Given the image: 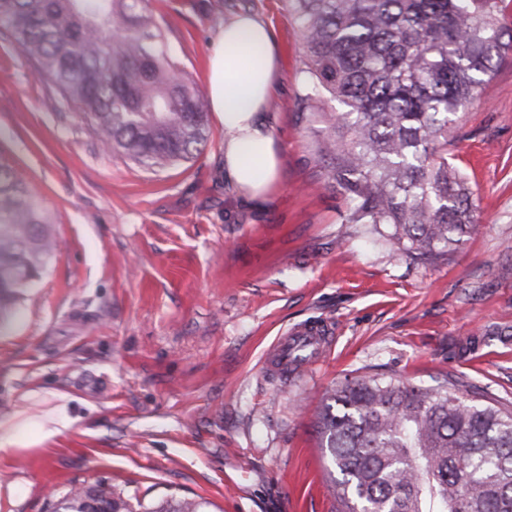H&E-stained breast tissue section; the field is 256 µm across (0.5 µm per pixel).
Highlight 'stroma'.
I'll use <instances>...</instances> for the list:
<instances>
[{
  "mask_svg": "<svg viewBox=\"0 0 512 512\" xmlns=\"http://www.w3.org/2000/svg\"><path fill=\"white\" fill-rule=\"evenodd\" d=\"M152 5L202 90L219 21L245 8L270 20L281 181L265 208L241 202L215 122L198 158L160 173L101 151L0 39V155L25 171L66 242L0 335V420H76L39 449L0 456V512H46L50 492L98 480L147 503L202 499L206 512H335L316 420L345 378L427 385L442 372L512 403V54L448 142L481 228L417 264L345 231L346 202L324 186L302 114V46L281 0ZM304 322L332 336L323 360L264 375V351ZM16 482L29 489L19 503L3 491Z\"/></svg>",
  "mask_w": 512,
  "mask_h": 512,
  "instance_id": "35a3bbf8",
  "label": "stroma"
}]
</instances>
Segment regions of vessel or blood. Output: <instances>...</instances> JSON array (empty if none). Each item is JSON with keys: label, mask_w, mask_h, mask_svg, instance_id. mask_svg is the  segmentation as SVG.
<instances>
[{"label": "vessel or blood", "mask_w": 512, "mask_h": 512, "mask_svg": "<svg viewBox=\"0 0 512 512\" xmlns=\"http://www.w3.org/2000/svg\"><path fill=\"white\" fill-rule=\"evenodd\" d=\"M329 338L313 326H297L280 336L265 352V372L287 376L316 365L323 357Z\"/></svg>", "instance_id": "b4317fda"}]
</instances>
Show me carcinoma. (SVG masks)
<instances>
[{"instance_id":"obj_1","label":"carcinoma","mask_w":512,"mask_h":512,"mask_svg":"<svg viewBox=\"0 0 512 512\" xmlns=\"http://www.w3.org/2000/svg\"><path fill=\"white\" fill-rule=\"evenodd\" d=\"M285 2L321 176L347 201L342 223L422 264L456 250L479 221L448 136L512 51L502 0ZM0 32L105 151L163 172L207 146V96L174 62L148 0H0ZM61 250L24 171L0 155V329ZM317 428L339 512H512V407L446 374L431 387L347 378L324 396ZM50 497L51 512H205L173 495L134 501L102 480Z\"/></svg>"}]
</instances>
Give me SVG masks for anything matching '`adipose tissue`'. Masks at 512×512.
<instances>
[{"label": "adipose tissue", "mask_w": 512, "mask_h": 512, "mask_svg": "<svg viewBox=\"0 0 512 512\" xmlns=\"http://www.w3.org/2000/svg\"><path fill=\"white\" fill-rule=\"evenodd\" d=\"M207 76L210 110L224 130V177L237 196L263 204L280 184L282 155L267 113L280 83L278 44L262 15L225 16L207 59ZM72 425V418L63 416L54 428L33 431L25 423L0 420V455L28 453Z\"/></svg>", "instance_id": "1"}]
</instances>
